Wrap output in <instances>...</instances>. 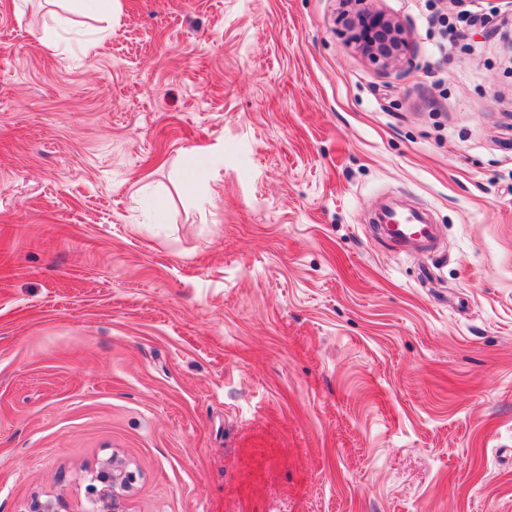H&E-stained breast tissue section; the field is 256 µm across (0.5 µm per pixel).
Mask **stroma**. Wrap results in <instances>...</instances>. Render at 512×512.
Wrapping results in <instances>:
<instances>
[{
    "label": "stroma",
    "mask_w": 512,
    "mask_h": 512,
    "mask_svg": "<svg viewBox=\"0 0 512 512\" xmlns=\"http://www.w3.org/2000/svg\"><path fill=\"white\" fill-rule=\"evenodd\" d=\"M371 6L0 0V512H512V0ZM358 4L355 14L341 20L347 39L383 68L402 62L408 49L404 26L393 17L368 6L369 0H342ZM345 17V18H344ZM412 214L410 213L409 217H403L393 211L378 224L379 228L383 230L384 236L396 245L432 241L436 235L434 225L412 221ZM137 482L136 471L130 465L111 456L102 461L87 488L89 508L86 512H124L122 503Z\"/></svg>",
    "instance_id": "35a3bbf8"
}]
</instances>
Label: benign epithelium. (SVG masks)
I'll return each mask as SVG.
<instances>
[{
	"label": "benign epithelium",
	"instance_id": "7a95c632",
	"mask_svg": "<svg viewBox=\"0 0 512 512\" xmlns=\"http://www.w3.org/2000/svg\"><path fill=\"white\" fill-rule=\"evenodd\" d=\"M359 5L355 14L342 19L347 39L364 51L370 60L384 68L402 62L408 49L404 26L400 21L368 6L369 0H345ZM137 482L130 465L111 456L102 461L87 488L86 512H124L122 503ZM63 499L40 500L35 497L25 512H61Z\"/></svg>",
	"mask_w": 512,
	"mask_h": 512
}]
</instances>
